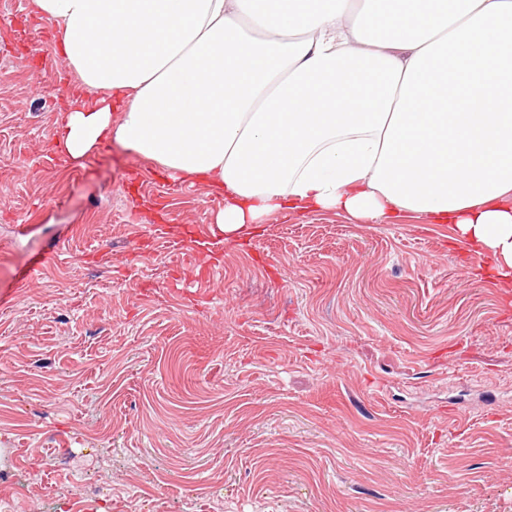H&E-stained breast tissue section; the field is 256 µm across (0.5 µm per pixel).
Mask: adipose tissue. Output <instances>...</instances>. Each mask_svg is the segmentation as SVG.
<instances>
[{
  "instance_id": "obj_1",
  "label": "adipose tissue",
  "mask_w": 512,
  "mask_h": 512,
  "mask_svg": "<svg viewBox=\"0 0 512 512\" xmlns=\"http://www.w3.org/2000/svg\"><path fill=\"white\" fill-rule=\"evenodd\" d=\"M107 142L222 192L225 240L268 214L453 225L512 286V0H32Z\"/></svg>"
}]
</instances>
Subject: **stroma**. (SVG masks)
Segmentation results:
<instances>
[{
    "label": "stroma",
    "mask_w": 512,
    "mask_h": 512,
    "mask_svg": "<svg viewBox=\"0 0 512 512\" xmlns=\"http://www.w3.org/2000/svg\"><path fill=\"white\" fill-rule=\"evenodd\" d=\"M0 0V500L10 512H512V300L449 224L272 214L103 144ZM168 225L172 244L152 227Z\"/></svg>",
    "instance_id": "1"
}]
</instances>
